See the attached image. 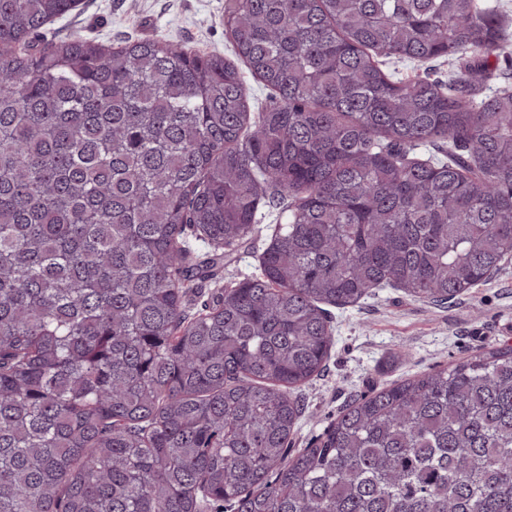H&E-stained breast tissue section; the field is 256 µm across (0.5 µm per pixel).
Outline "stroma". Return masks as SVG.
<instances>
[{"mask_svg": "<svg viewBox=\"0 0 512 512\" xmlns=\"http://www.w3.org/2000/svg\"><path fill=\"white\" fill-rule=\"evenodd\" d=\"M47 37L80 34L110 44L162 38L234 59L224 36V0H79L64 19L49 24ZM248 244L225 258L222 285L258 275V259L269 243V225L283 222L281 210L264 206ZM333 345L325 376L302 387L306 412L292 437V449L308 447L355 398L403 375H413L477 351L512 344V259L484 284L454 302L436 306L389 286L360 303L329 307ZM404 349L396 368L389 351Z\"/></svg>", "mask_w": 512, "mask_h": 512, "instance_id": "obj_1", "label": "stroma"}]
</instances>
